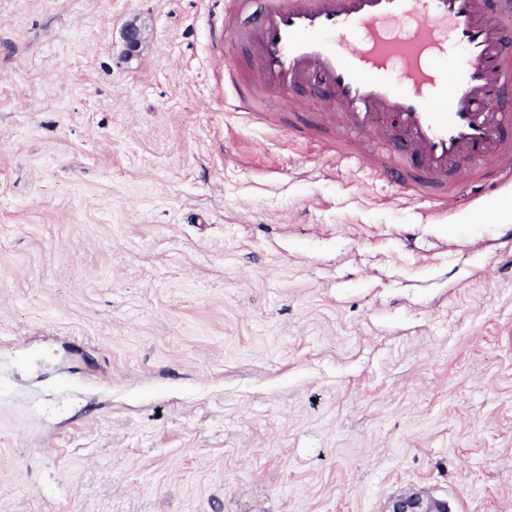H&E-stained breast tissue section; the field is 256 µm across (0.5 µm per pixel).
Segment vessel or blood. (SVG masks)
Returning <instances> with one entry per match:
<instances>
[{
  "mask_svg": "<svg viewBox=\"0 0 512 512\" xmlns=\"http://www.w3.org/2000/svg\"><path fill=\"white\" fill-rule=\"evenodd\" d=\"M251 65L225 60L228 112L270 127L306 111L338 161L366 164L435 209L469 183H512V0H224Z\"/></svg>",
  "mask_w": 512,
  "mask_h": 512,
  "instance_id": "obj_1",
  "label": "vessel or blood"
}]
</instances>
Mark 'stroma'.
I'll return each mask as SVG.
<instances>
[{
  "instance_id": "stroma-1",
  "label": "stroma",
  "mask_w": 512,
  "mask_h": 512,
  "mask_svg": "<svg viewBox=\"0 0 512 512\" xmlns=\"http://www.w3.org/2000/svg\"><path fill=\"white\" fill-rule=\"evenodd\" d=\"M223 19L0 0V512H512V185L225 111ZM391 512H448V505L443 501L412 494L397 499Z\"/></svg>"
}]
</instances>
